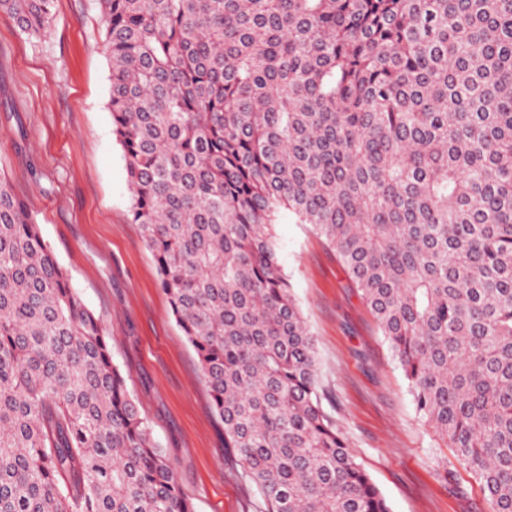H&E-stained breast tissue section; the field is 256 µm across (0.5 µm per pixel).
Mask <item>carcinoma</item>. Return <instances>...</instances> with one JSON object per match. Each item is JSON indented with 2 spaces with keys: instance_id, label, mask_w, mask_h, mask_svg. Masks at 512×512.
<instances>
[{
  "instance_id": "1",
  "label": "carcinoma",
  "mask_w": 512,
  "mask_h": 512,
  "mask_svg": "<svg viewBox=\"0 0 512 512\" xmlns=\"http://www.w3.org/2000/svg\"><path fill=\"white\" fill-rule=\"evenodd\" d=\"M56 0H0L20 35ZM131 221L267 512H391L318 385L285 210L512 512V0H98ZM0 512H196L0 174Z\"/></svg>"
}]
</instances>
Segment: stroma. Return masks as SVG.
I'll list each match as a JSON object with an SVG mask.
<instances>
[{"mask_svg":"<svg viewBox=\"0 0 512 512\" xmlns=\"http://www.w3.org/2000/svg\"><path fill=\"white\" fill-rule=\"evenodd\" d=\"M112 70L97 0H56L45 38L0 12V171L27 202L73 288L99 318L141 416L196 512H266L224 445L197 355L130 220ZM279 261L315 340L325 410L391 512H492L418 412L408 382L335 249L280 212Z\"/></svg>","mask_w":512,"mask_h":512,"instance_id":"1","label":"stroma"}]
</instances>
